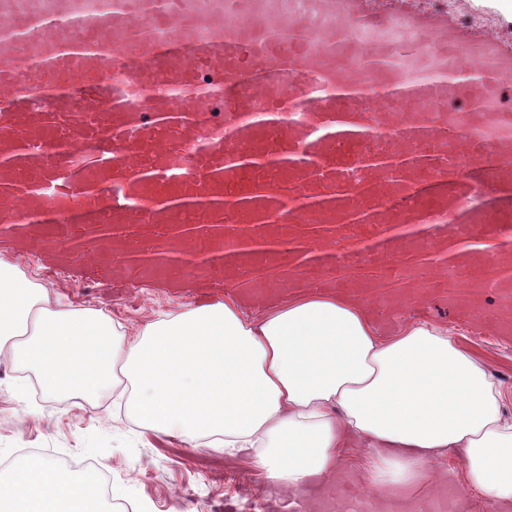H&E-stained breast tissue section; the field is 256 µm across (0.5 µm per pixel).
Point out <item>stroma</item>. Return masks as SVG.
I'll use <instances>...</instances> for the list:
<instances>
[{
    "mask_svg": "<svg viewBox=\"0 0 512 512\" xmlns=\"http://www.w3.org/2000/svg\"><path fill=\"white\" fill-rule=\"evenodd\" d=\"M0 259L54 286L62 304L94 307L133 329L156 311L172 314L194 307L193 296L172 297L166 289L133 280L113 287L86 260L48 271L37 250L19 252L0 242ZM427 319L447 328L480 355L493 375L512 389V339L475 327L442 302H430ZM116 383L90 400L37 389L9 353H0V482L29 457L66 468L93 462L108 478L106 512H289L286 502L262 487L249 455L193 448L179 436L141 430Z\"/></svg>",
    "mask_w": 512,
    "mask_h": 512,
    "instance_id": "35a3bbf8",
    "label": "stroma"
}]
</instances>
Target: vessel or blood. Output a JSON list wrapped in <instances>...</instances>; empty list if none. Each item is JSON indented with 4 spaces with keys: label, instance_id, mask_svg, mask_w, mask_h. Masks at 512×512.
<instances>
[{
    "label": "vessel or blood",
    "instance_id": "obj_1",
    "mask_svg": "<svg viewBox=\"0 0 512 512\" xmlns=\"http://www.w3.org/2000/svg\"><path fill=\"white\" fill-rule=\"evenodd\" d=\"M463 63L423 79L393 29ZM512 46L415 0H0V240L122 284L318 285L372 305L512 312ZM56 220L40 221L47 207ZM427 224V233H401ZM368 262L372 279L336 275ZM406 262L405 289L378 291ZM495 295L485 307V292Z\"/></svg>",
    "mask_w": 512,
    "mask_h": 512
}]
</instances>
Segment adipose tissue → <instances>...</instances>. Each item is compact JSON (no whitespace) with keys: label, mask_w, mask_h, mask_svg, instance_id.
Masks as SVG:
<instances>
[{"label":"adipose tissue","mask_w":512,"mask_h":512,"mask_svg":"<svg viewBox=\"0 0 512 512\" xmlns=\"http://www.w3.org/2000/svg\"><path fill=\"white\" fill-rule=\"evenodd\" d=\"M404 320L381 337L373 306L311 285L264 297L237 290L147 321L134 338L101 310L53 301L47 287L0 260V351L54 394L95 396L122 373L140 426L188 445L253 449L284 498L349 480L342 450L364 448L369 512H423L464 478L491 512H512V420L483 361L431 323ZM460 455L463 475L444 467ZM0 492V512H100L101 483L62 479L30 458Z\"/></svg>","instance_id":"1"}]
</instances>
